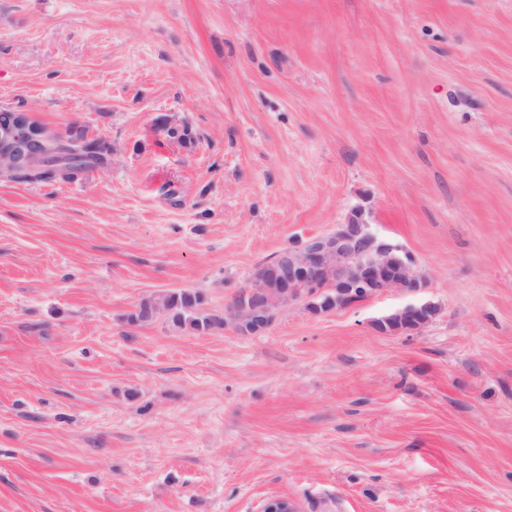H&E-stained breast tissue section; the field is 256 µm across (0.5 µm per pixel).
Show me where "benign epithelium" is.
<instances>
[{
  "instance_id": "obj_1",
  "label": "benign epithelium",
  "mask_w": 512,
  "mask_h": 512,
  "mask_svg": "<svg viewBox=\"0 0 512 512\" xmlns=\"http://www.w3.org/2000/svg\"><path fill=\"white\" fill-rule=\"evenodd\" d=\"M19 121L11 128L0 129V174L4 168L13 171L34 170L43 160L55 159L56 174H70L67 160L57 151H43L38 144L50 139L49 133L33 125L26 112L18 113ZM279 275L278 295L284 304L300 303L313 316L329 313V308L344 307L349 293L358 285L368 294L400 290L415 294L426 287L414 268V259L405 247L383 238L366 217L365 210L355 208L347 220L328 235L311 238L295 249L284 250L276 257ZM267 287L260 279L246 285L250 303H230L224 307V326L239 334L263 329L258 305ZM437 314L431 301L410 304L397 312L411 332L426 327ZM262 512H298L297 506L282 497L268 499Z\"/></svg>"
}]
</instances>
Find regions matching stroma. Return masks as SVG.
I'll return each mask as SVG.
<instances>
[{
	"mask_svg": "<svg viewBox=\"0 0 512 512\" xmlns=\"http://www.w3.org/2000/svg\"><path fill=\"white\" fill-rule=\"evenodd\" d=\"M98 144L0 178V512H512V0H0V108ZM397 291L223 314L354 207ZM250 303L235 302L224 307V317L209 313L203 307L202 296L189 290L164 291L144 300L135 312L128 316L131 324H141L166 313L172 324L179 329L196 332L231 327L239 334L263 329L259 319L258 305L266 296L267 287L255 275L246 285ZM437 314V306L431 301L410 304L397 312L404 325L409 329L406 332H416L426 327Z\"/></svg>",
	"mask_w": 512,
	"mask_h": 512,
	"instance_id": "stroma-1",
	"label": "stroma"
}]
</instances>
